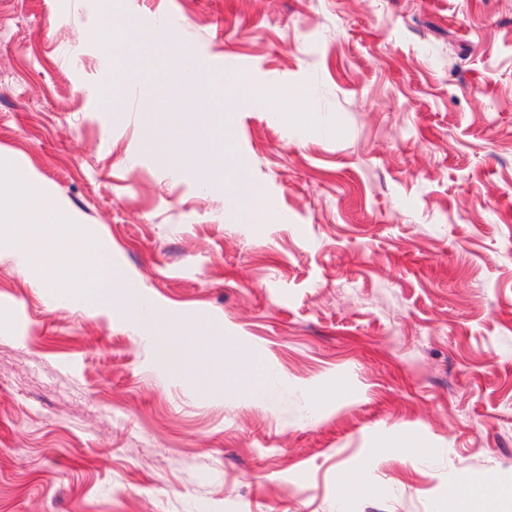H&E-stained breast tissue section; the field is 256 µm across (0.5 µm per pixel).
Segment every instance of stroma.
<instances>
[{"label": "stroma", "mask_w": 512, "mask_h": 512, "mask_svg": "<svg viewBox=\"0 0 512 512\" xmlns=\"http://www.w3.org/2000/svg\"><path fill=\"white\" fill-rule=\"evenodd\" d=\"M216 77L270 221L109 109L99 0H0V150L153 314L263 358L257 398L180 376L0 252V512H440L512 476V0H121ZM301 93L320 122L273 114Z\"/></svg>", "instance_id": "35a3bbf8"}]
</instances>
